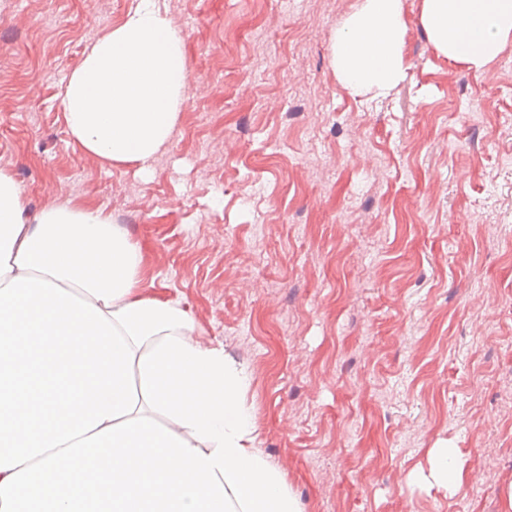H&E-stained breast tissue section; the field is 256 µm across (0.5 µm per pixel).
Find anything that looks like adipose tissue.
Here are the masks:
<instances>
[{
	"label": "adipose tissue",
	"instance_id": "1",
	"mask_svg": "<svg viewBox=\"0 0 512 512\" xmlns=\"http://www.w3.org/2000/svg\"><path fill=\"white\" fill-rule=\"evenodd\" d=\"M421 22L480 69L512 42V0H424ZM404 34L401 0H361L333 44L342 83L388 95ZM187 90L183 32L137 0L62 88L70 142L103 167L145 163ZM144 278L125 225L81 201L28 212L0 169V512H302L257 446L247 367Z\"/></svg>",
	"mask_w": 512,
	"mask_h": 512
}]
</instances>
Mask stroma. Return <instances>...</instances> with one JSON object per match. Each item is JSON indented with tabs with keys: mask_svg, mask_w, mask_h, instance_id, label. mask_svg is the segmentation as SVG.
Wrapping results in <instances>:
<instances>
[{
	"mask_svg": "<svg viewBox=\"0 0 512 512\" xmlns=\"http://www.w3.org/2000/svg\"><path fill=\"white\" fill-rule=\"evenodd\" d=\"M135 0H0V168L86 199L151 290L247 365L258 443L304 512H501L512 485V44L451 62L403 0L384 99L331 63L359 0H161L189 87L145 164L68 143L61 91ZM463 466L455 491L431 451ZM453 454L454 449L451 448L433 449L431 475L437 482L457 491L463 484L464 475L461 469L448 466V457Z\"/></svg>",
	"mask_w": 512,
	"mask_h": 512,
	"instance_id": "obj_1",
	"label": "stroma"
}]
</instances>
